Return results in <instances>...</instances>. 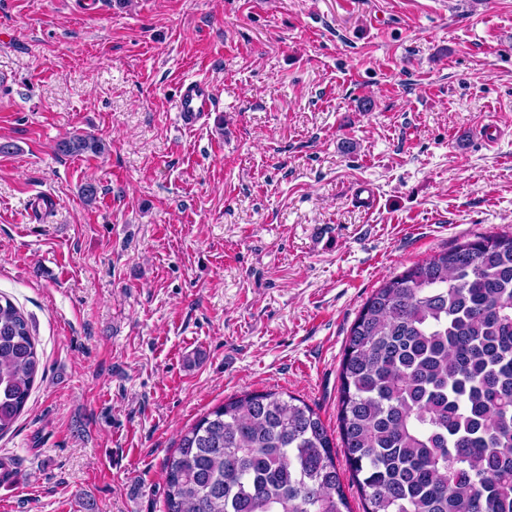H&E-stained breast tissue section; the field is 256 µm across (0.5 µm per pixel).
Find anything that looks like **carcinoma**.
<instances>
[{
	"label": "carcinoma",
	"mask_w": 512,
	"mask_h": 512,
	"mask_svg": "<svg viewBox=\"0 0 512 512\" xmlns=\"http://www.w3.org/2000/svg\"><path fill=\"white\" fill-rule=\"evenodd\" d=\"M98 155L90 134L56 144ZM39 358L0 296V435ZM338 429L364 512H512V235L489 234L387 279L350 329ZM165 512H352L333 439L305 402L251 392L184 431L166 459Z\"/></svg>",
	"instance_id": "cac0c4a2"
}]
</instances>
